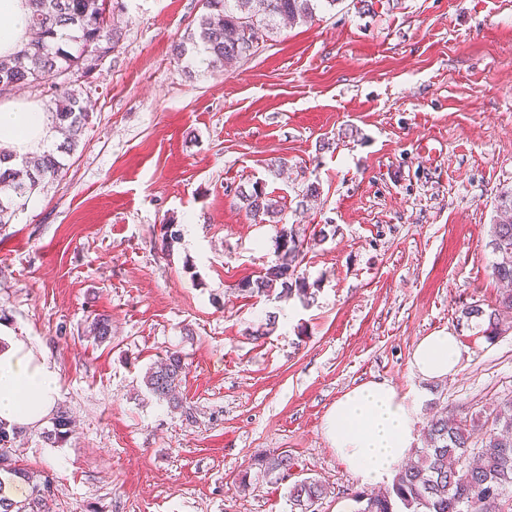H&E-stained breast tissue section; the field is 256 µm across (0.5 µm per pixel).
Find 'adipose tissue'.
<instances>
[{
  "instance_id": "adipose-tissue-1",
  "label": "adipose tissue",
  "mask_w": 512,
  "mask_h": 512,
  "mask_svg": "<svg viewBox=\"0 0 512 512\" xmlns=\"http://www.w3.org/2000/svg\"><path fill=\"white\" fill-rule=\"evenodd\" d=\"M28 0H0V56H9L28 40ZM53 131L43 108L16 97L0 98V150L14 159L50 145ZM460 342L440 330L422 337L412 354L411 367L424 379L454 374ZM56 371L45 356L0 323V421L32 426L52 409L58 396ZM415 423V403L387 381L371 380L344 393L329 408L324 431L337 457L374 484L407 459Z\"/></svg>"
}]
</instances>
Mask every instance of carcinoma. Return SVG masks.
<instances>
[{
  "label": "carcinoma",
  "instance_id": "1",
  "mask_svg": "<svg viewBox=\"0 0 512 512\" xmlns=\"http://www.w3.org/2000/svg\"><path fill=\"white\" fill-rule=\"evenodd\" d=\"M320 3L332 7L336 0H198L200 14L196 31L191 33L192 48L181 46L176 53L191 61L230 67L247 57L238 46L244 27L261 29L265 42L281 21L297 24L311 20ZM29 6L35 37L15 55L0 57V85L11 90L25 85L44 87L52 122L68 136L40 154L25 156L5 170L0 168V229L45 183L64 176L66 157L76 150L91 115L80 80L59 86L54 79L82 69L92 72L99 66V51L114 49L120 39L114 15L124 8L119 0H110L108 8L105 0H29ZM236 197L254 223L280 225L275 264L241 283L240 291L280 301L296 297L302 304H310L317 288L299 272L304 239L283 222V205L258 181L239 187ZM496 212L488 246L495 255L492 275L505 288L491 311L478 304L463 311L464 317L487 323L483 333L491 338L512 329V189L500 193ZM89 333L99 343L111 340V319L95 315ZM184 378V359L174 350L149 368L143 382L157 400L180 408L179 388ZM488 417L491 428L477 449L472 446V435L479 427L475 420L447 412L434 416L427 424L426 447L418 451V460L400 468L383 491L367 497L355 495V512H512V398L496 404ZM70 431V417L60 409L41 437L58 445ZM21 433L22 429L0 421V512H47L53 496L50 480L17 467L7 449ZM5 474L31 483L28 496L12 498L2 479ZM326 494L327 488L310 478L295 482L288 490L290 501L300 512H309Z\"/></svg>",
  "mask_w": 512,
  "mask_h": 512
}]
</instances>
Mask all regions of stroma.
<instances>
[{
    "label": "stroma",
    "mask_w": 512,
    "mask_h": 512,
    "mask_svg": "<svg viewBox=\"0 0 512 512\" xmlns=\"http://www.w3.org/2000/svg\"><path fill=\"white\" fill-rule=\"evenodd\" d=\"M122 2L67 173L0 228V322L53 365L74 421L58 446L35 425L11 452L52 478L50 512H291L304 478L328 489L315 512H354L366 486L324 433L345 392L409 395L417 449L433 414L481 420L512 398V331L490 340L462 315L500 293L488 241L512 187V0H338L228 69L175 55L197 0ZM255 181L309 241L311 305L239 290L276 260V226L235 196ZM93 313L111 341L87 335ZM442 329L458 372L423 380L412 353ZM170 349L179 410L143 384ZM272 452L287 471L258 465Z\"/></svg>",
    "instance_id": "35a3bbf8"
}]
</instances>
